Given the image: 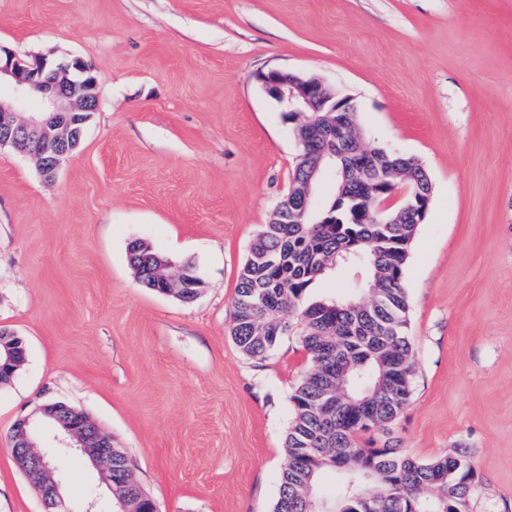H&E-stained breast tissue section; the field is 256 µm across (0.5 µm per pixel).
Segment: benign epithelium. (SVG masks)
I'll use <instances>...</instances> for the list:
<instances>
[{
    "label": "benign epithelium",
    "mask_w": 512,
    "mask_h": 512,
    "mask_svg": "<svg viewBox=\"0 0 512 512\" xmlns=\"http://www.w3.org/2000/svg\"><path fill=\"white\" fill-rule=\"evenodd\" d=\"M264 92L274 100L287 104L288 116L314 112L323 121L322 131L337 126L336 114L355 112L357 105L349 97H337L336 90L320 77L272 69L256 74ZM6 82L9 100L0 97V149L13 147L32 154L37 150V167L43 177L52 181L62 164L74 153L83 136L78 122L83 114L98 109L99 76L93 65L79 56L53 59L45 55L30 56L0 46V82ZM305 176L298 190L290 193L296 207L292 213L305 214L313 205L312 185L332 169L336 179L346 174V167L336 163V139H327L311 149L301 148ZM390 209L389 198L371 196L366 203L350 207L356 218L365 214L380 215ZM22 365L14 343L0 341V376L12 375ZM46 423L58 434L53 436L57 448H78L88 460L105 473L112 483V443L97 424L85 414L63 404H50L43 409ZM40 424L28 417L13 427L14 448L23 470L38 476L36 482L47 512H71L60 492L51 456L37 451L35 442Z\"/></svg>",
    "instance_id": "1"
}]
</instances>
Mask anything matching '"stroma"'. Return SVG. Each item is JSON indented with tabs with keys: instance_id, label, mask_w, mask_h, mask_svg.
<instances>
[{
	"instance_id": "stroma-1",
	"label": "stroma",
	"mask_w": 512,
	"mask_h": 512,
	"mask_svg": "<svg viewBox=\"0 0 512 512\" xmlns=\"http://www.w3.org/2000/svg\"><path fill=\"white\" fill-rule=\"evenodd\" d=\"M0 45L100 77L54 181L0 149V329L28 346L0 385V512H45L12 430L50 401L125 449L160 512H272L307 358L292 334L262 360L230 336L301 153L255 80L271 68L323 78L366 146L427 169L404 275L416 370L388 436L421 462L467 453L468 512H512V0H0ZM134 240L190 264L198 297L141 286ZM56 467L70 512H116L97 468Z\"/></svg>"
}]
</instances>
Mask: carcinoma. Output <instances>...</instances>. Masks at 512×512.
Here are the masks:
<instances>
[{"label": "carcinoma", "mask_w": 512, "mask_h": 512, "mask_svg": "<svg viewBox=\"0 0 512 512\" xmlns=\"http://www.w3.org/2000/svg\"><path fill=\"white\" fill-rule=\"evenodd\" d=\"M314 121L306 112L294 131L308 139L315 135ZM357 150L354 133H336L337 154L346 158ZM372 153L345 194L370 196L381 174L391 191L407 185L425 191L412 157L385 154L380 147ZM339 194L336 185L330 201L298 224L263 225L237 276L231 336L240 352L262 360L293 333L309 362L291 395L288 458L274 512H362L356 496L369 500L372 512H448L450 494L464 512L475 486L466 455L420 462L389 440L380 447L370 438L361 440V419L387 426L410 402L415 367L403 279L417 225L407 202L399 224L381 216L352 222L351 201ZM332 210L338 221L329 224ZM357 254L375 285L371 293L310 295L317 281L349 266ZM129 262L145 287L155 291L163 283L155 274L157 253L134 251ZM327 472L337 475L329 493L320 489ZM112 485L127 503L146 506L147 493L132 479L119 448L112 456Z\"/></svg>", "instance_id": "1"}]
</instances>
